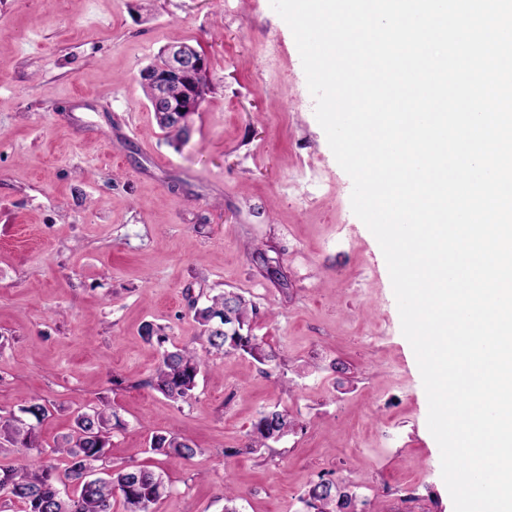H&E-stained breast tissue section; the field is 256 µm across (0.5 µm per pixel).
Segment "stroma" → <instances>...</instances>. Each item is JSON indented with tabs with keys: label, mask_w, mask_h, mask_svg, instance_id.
<instances>
[{
	"label": "stroma",
	"mask_w": 512,
	"mask_h": 512,
	"mask_svg": "<svg viewBox=\"0 0 512 512\" xmlns=\"http://www.w3.org/2000/svg\"><path fill=\"white\" fill-rule=\"evenodd\" d=\"M179 43L212 90L176 149L140 73ZM314 110L270 0H0V414L49 404L51 445L76 411H115L113 465L171 484L153 512H224L228 486L241 512H303L321 475L385 512H454L386 261ZM223 291L277 361L208 356L170 401L140 328L203 350L193 306ZM272 408L299 428L244 451ZM157 430L198 455L151 452Z\"/></svg>",
	"instance_id": "stroma-1"
}]
</instances>
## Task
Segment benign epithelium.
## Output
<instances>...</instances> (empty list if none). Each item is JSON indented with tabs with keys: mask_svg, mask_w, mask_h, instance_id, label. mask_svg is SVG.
I'll list each match as a JSON object with an SVG mask.
<instances>
[{
	"mask_svg": "<svg viewBox=\"0 0 512 512\" xmlns=\"http://www.w3.org/2000/svg\"><path fill=\"white\" fill-rule=\"evenodd\" d=\"M162 69H146L143 76L153 88L150 106L156 115L167 112H197L208 94L204 77L207 59L194 47L175 44L165 50Z\"/></svg>",
	"mask_w": 512,
	"mask_h": 512,
	"instance_id": "obj_1",
	"label": "benign epithelium"
}]
</instances>
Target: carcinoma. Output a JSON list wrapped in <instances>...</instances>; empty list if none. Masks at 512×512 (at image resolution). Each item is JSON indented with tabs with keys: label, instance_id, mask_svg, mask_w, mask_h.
<instances>
[{
	"label": "carcinoma",
	"instance_id": "cac0c4a2",
	"mask_svg": "<svg viewBox=\"0 0 512 512\" xmlns=\"http://www.w3.org/2000/svg\"><path fill=\"white\" fill-rule=\"evenodd\" d=\"M255 308L234 292L211 297L203 307H194V316L203 327L206 353L242 351L260 363L275 360L264 342L252 333ZM206 359L188 347L165 349L147 385L165 397L185 401L193 396ZM47 404L35 400L0 420V437L24 450L41 448L38 426L49 416ZM121 426L116 412L89 407L73 418L69 434L54 451L65 456V470L40 461L24 466L0 464V494L7 493L21 504V512H112V501L123 500L125 512H151V506L169 493L162 474L137 465L109 469L97 476L106 462L112 430ZM298 426V422L277 409L260 412L252 425L246 448L253 451L277 442ZM152 451L177 459L190 460L198 448L173 435L155 432L150 437ZM76 486L72 495L66 484ZM300 501L305 512H357L354 496L341 490L336 481L322 476L309 483Z\"/></svg>",
	"mask_w": 512,
	"mask_h": 512
}]
</instances>
